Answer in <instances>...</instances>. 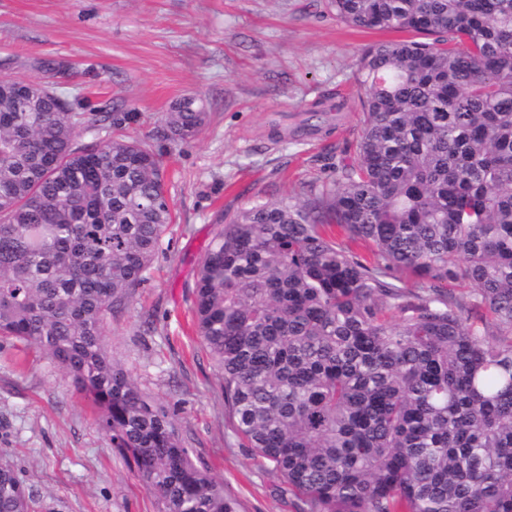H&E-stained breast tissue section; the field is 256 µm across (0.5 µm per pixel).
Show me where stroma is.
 <instances>
[{
  "label": "stroma",
  "instance_id": "35a3bbf8",
  "mask_svg": "<svg viewBox=\"0 0 512 512\" xmlns=\"http://www.w3.org/2000/svg\"><path fill=\"white\" fill-rule=\"evenodd\" d=\"M337 20L326 0H0V77L49 81L66 101L126 113L125 135L159 153L172 221L146 282L115 313L113 362L173 412L185 445L236 512H298L235 432L224 384L192 324L198 266L217 231L260 200L301 193L353 157L361 47L391 40ZM187 95L210 117L187 143L162 115ZM342 104L330 127L293 115ZM53 512H158L93 405L40 350L0 340V462Z\"/></svg>",
  "mask_w": 512,
  "mask_h": 512
}]
</instances>
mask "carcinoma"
<instances>
[{"instance_id": "cac0c4a2", "label": "carcinoma", "mask_w": 512, "mask_h": 512, "mask_svg": "<svg viewBox=\"0 0 512 512\" xmlns=\"http://www.w3.org/2000/svg\"><path fill=\"white\" fill-rule=\"evenodd\" d=\"M327 6L434 39L361 50L354 157L222 226L197 336L299 512H512V0ZM61 107L0 78V336L60 367L161 512H235L104 343L171 221L160 157L115 134L128 116ZM207 119L188 95L162 123L186 142ZM37 507L1 462L0 512Z\"/></svg>"}]
</instances>
